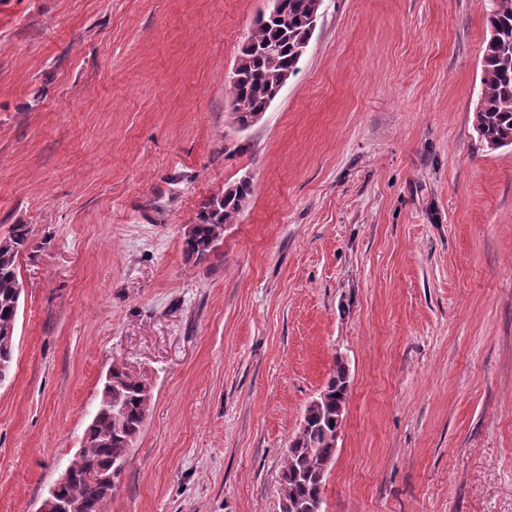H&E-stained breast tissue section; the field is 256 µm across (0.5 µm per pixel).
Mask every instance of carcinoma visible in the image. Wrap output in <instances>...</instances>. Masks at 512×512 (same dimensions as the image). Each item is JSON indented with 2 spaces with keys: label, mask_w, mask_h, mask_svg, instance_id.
Wrapping results in <instances>:
<instances>
[{
  "label": "carcinoma",
  "mask_w": 512,
  "mask_h": 512,
  "mask_svg": "<svg viewBox=\"0 0 512 512\" xmlns=\"http://www.w3.org/2000/svg\"><path fill=\"white\" fill-rule=\"evenodd\" d=\"M282 2L281 17L274 21L261 17L241 48L237 80L228 85L234 112L250 116L266 110L280 92L282 75L298 72L299 50L311 39V23L319 17L323 0ZM486 27L494 36L487 38L482 57L475 127L488 148L499 149L512 146V0H490ZM269 46L277 50L273 61L266 54ZM252 194V183L244 178L226 187L224 195L203 203L197 221L183 231L187 257L198 262L208 259L223 239L224 228L237 222ZM29 235V225L15 224L0 238V364L9 369L21 294L18 256ZM345 367L343 359L336 357L328 379L331 394L315 406H306L305 426L291 441L280 483V498L288 500L289 512H310L308 505L323 499V486L315 476L336 455V417L340 416L339 403L347 402L349 394ZM152 400L153 387L147 376L119 367L111 370L82 438L87 448L67 466L74 478L55 486V500L76 503L80 512H107L111 497L100 475H112V490L118 489L123 465L143 432Z\"/></svg>",
  "instance_id": "obj_1"
}]
</instances>
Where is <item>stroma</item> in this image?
Instances as JSON below:
<instances>
[{
    "instance_id": "stroma-1",
    "label": "stroma",
    "mask_w": 512,
    "mask_h": 512,
    "mask_svg": "<svg viewBox=\"0 0 512 512\" xmlns=\"http://www.w3.org/2000/svg\"><path fill=\"white\" fill-rule=\"evenodd\" d=\"M270 0H0V237L31 228L0 512H38L112 364L153 404L108 512H280L335 356L324 512H512V148L474 129L484 0H323L237 126ZM253 195L207 261L201 205Z\"/></svg>"
}]
</instances>
